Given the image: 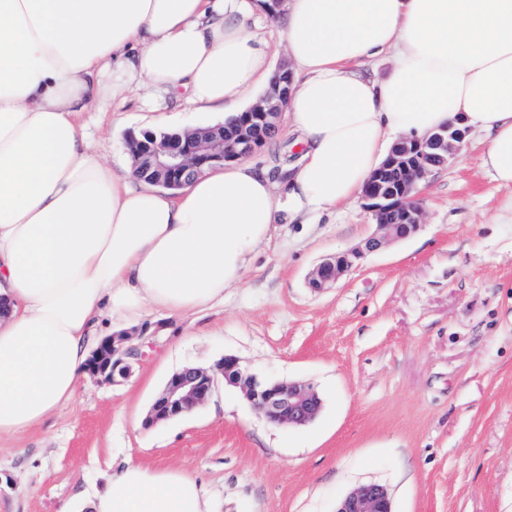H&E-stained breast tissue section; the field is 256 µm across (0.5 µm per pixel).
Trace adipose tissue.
Instances as JSON below:
<instances>
[{
	"label": "adipose tissue",
	"mask_w": 512,
	"mask_h": 512,
	"mask_svg": "<svg viewBox=\"0 0 512 512\" xmlns=\"http://www.w3.org/2000/svg\"><path fill=\"white\" fill-rule=\"evenodd\" d=\"M263 0H0V436L72 399L103 318L223 299L275 225L352 205L392 146L463 123L512 188V0H285L299 165L162 191L92 151L82 113L130 93L225 120L274 76ZM392 55L382 79L362 63ZM89 512H210L180 470L126 463Z\"/></svg>",
	"instance_id": "ef3b65f1"
}]
</instances>
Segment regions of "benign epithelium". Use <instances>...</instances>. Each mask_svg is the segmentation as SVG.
I'll return each instance as SVG.
<instances>
[{
	"mask_svg": "<svg viewBox=\"0 0 512 512\" xmlns=\"http://www.w3.org/2000/svg\"><path fill=\"white\" fill-rule=\"evenodd\" d=\"M288 87L272 82L270 90L250 107L239 134L224 137V124L173 131L129 133L127 143L134 160L133 173L152 172L154 182L181 189L203 169L237 162L263 147L266 131L278 129ZM469 130L450 125L426 139H401L364 185L362 199L375 222L374 233L360 245L338 252L308 276V287L321 291L334 286L357 262L382 248L413 237L422 228L420 187L429 175L448 165L462 150ZM128 333L101 340L88 360L87 372L106 381L126 378L141 356ZM241 392L251 409L275 425L303 426L319 413L317 392L301 382L268 381L251 373L241 361L226 355L205 369L185 366L174 372L155 396L144 418L152 427L185 416L212 396L218 385ZM335 512H393L386 487L361 484L343 497Z\"/></svg>",
	"mask_w": 512,
	"mask_h": 512,
	"instance_id": "7a95c632",
	"label": "benign epithelium"
}]
</instances>
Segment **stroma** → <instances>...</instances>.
I'll return each instance as SVG.
<instances>
[{
    "instance_id": "stroma-1",
    "label": "stroma",
    "mask_w": 512,
    "mask_h": 512,
    "mask_svg": "<svg viewBox=\"0 0 512 512\" xmlns=\"http://www.w3.org/2000/svg\"><path fill=\"white\" fill-rule=\"evenodd\" d=\"M216 112L150 111L142 94L84 113L122 172L126 133L216 123ZM477 138L422 188L424 225L322 292L323 259L375 229L363 203L276 225L223 301L187 317L144 309L147 343L118 383L83 375L40 426L0 439V512H60L132 461L195 477L213 512H335L363 483L393 512H512V189L479 168ZM240 358L259 378L310 384L304 427L269 423L218 387L191 414L143 420L182 367Z\"/></svg>"
}]
</instances>
